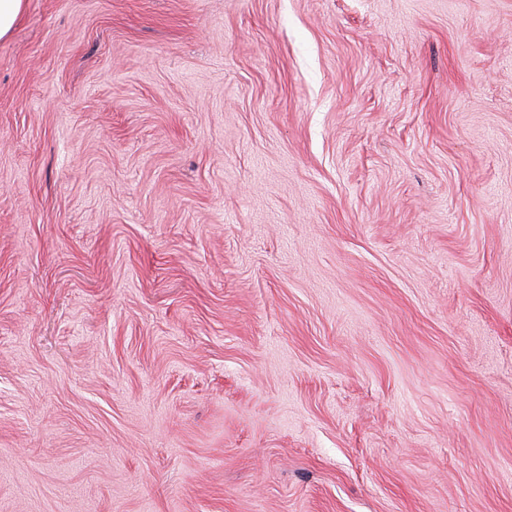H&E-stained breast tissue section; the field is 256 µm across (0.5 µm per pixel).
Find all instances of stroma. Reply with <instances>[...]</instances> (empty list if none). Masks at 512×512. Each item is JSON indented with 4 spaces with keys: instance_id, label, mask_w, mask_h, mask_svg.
Wrapping results in <instances>:
<instances>
[{
    "instance_id": "stroma-1",
    "label": "stroma",
    "mask_w": 512,
    "mask_h": 512,
    "mask_svg": "<svg viewBox=\"0 0 512 512\" xmlns=\"http://www.w3.org/2000/svg\"><path fill=\"white\" fill-rule=\"evenodd\" d=\"M0 512H512V0H25Z\"/></svg>"
}]
</instances>
